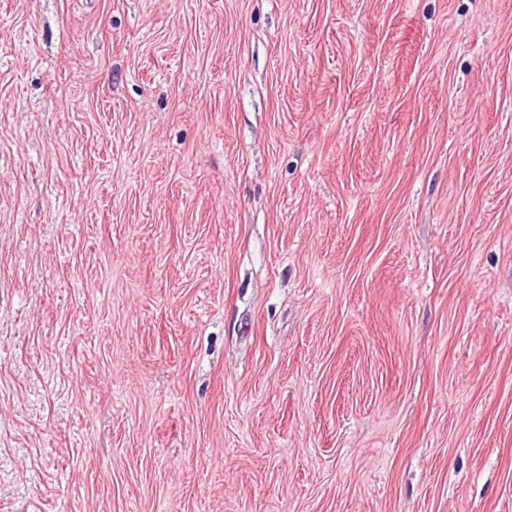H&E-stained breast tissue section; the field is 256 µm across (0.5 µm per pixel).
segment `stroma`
<instances>
[{
    "label": "stroma",
    "mask_w": 512,
    "mask_h": 512,
    "mask_svg": "<svg viewBox=\"0 0 512 512\" xmlns=\"http://www.w3.org/2000/svg\"><path fill=\"white\" fill-rule=\"evenodd\" d=\"M0 512H512V0H0Z\"/></svg>",
    "instance_id": "1"
}]
</instances>
